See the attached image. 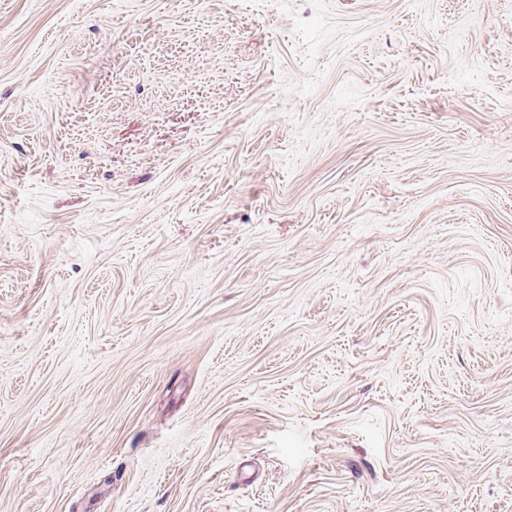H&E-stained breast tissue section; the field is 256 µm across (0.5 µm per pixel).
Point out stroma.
Masks as SVG:
<instances>
[{
  "instance_id": "1",
  "label": "stroma",
  "mask_w": 512,
  "mask_h": 512,
  "mask_svg": "<svg viewBox=\"0 0 512 512\" xmlns=\"http://www.w3.org/2000/svg\"><path fill=\"white\" fill-rule=\"evenodd\" d=\"M0 512H512V0H0Z\"/></svg>"
}]
</instances>
